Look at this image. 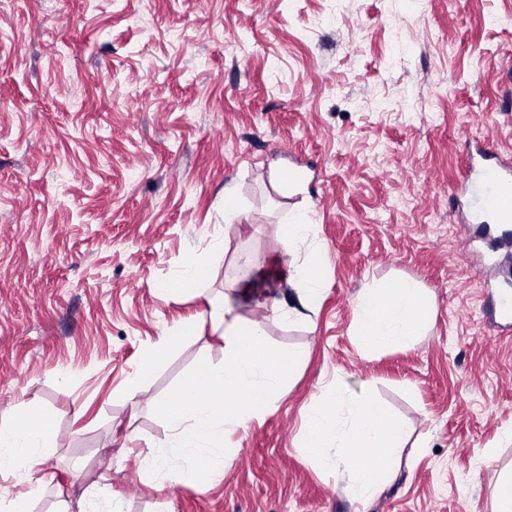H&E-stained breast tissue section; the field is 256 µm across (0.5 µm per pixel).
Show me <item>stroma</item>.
I'll list each match as a JSON object with an SVG mask.
<instances>
[{
	"label": "stroma",
	"instance_id": "35a3bbf8",
	"mask_svg": "<svg viewBox=\"0 0 512 512\" xmlns=\"http://www.w3.org/2000/svg\"><path fill=\"white\" fill-rule=\"evenodd\" d=\"M0 31V418L24 401L52 423L53 492L34 512L76 505L107 463L129 512H356L300 448L301 411L333 380L408 427L366 512H491L512 469V335L484 296L512 251L471 242L454 197L469 140L512 151V0H0ZM295 210L317 225L325 285L289 327L272 313L295 263L276 226ZM217 224L203 287L302 362L229 437L223 474L159 489L140 461L160 412L224 358L204 298L169 276ZM243 250L262 261L225 290ZM394 275L428 289L431 327L363 355L353 297ZM177 341L178 336L166 339L164 342L156 345L153 349L149 350L145 354L141 364L140 379H145L147 376H149L154 367L167 357Z\"/></svg>",
	"mask_w": 512,
	"mask_h": 512
}]
</instances>
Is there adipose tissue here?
<instances>
[{"label": "adipose tissue", "mask_w": 512, "mask_h": 512, "mask_svg": "<svg viewBox=\"0 0 512 512\" xmlns=\"http://www.w3.org/2000/svg\"><path fill=\"white\" fill-rule=\"evenodd\" d=\"M276 231L288 252L303 257L296 267L293 294L273 309L289 326L307 320L322 294V248L307 212H292ZM223 251L217 234L206 247L190 244L188 258L170 276L171 285L195 286L204 278L203 260L215 259ZM432 313V299L416 281L372 276L353 300L349 333L365 355L404 349L425 335ZM212 320L224 337V359L184 379L181 398L161 412L165 439L149 443L142 461L148 478L161 489L172 484L195 489L205 474L222 472L225 436L261 423L298 366L292 352L270 349L258 326L227 318L217 309ZM301 435L318 468L364 505L393 477L407 425L371 396L355 394L333 381L322 388L316 405L303 413ZM53 437L48 417L31 406L0 424V473L13 481L12 487H0V512H31L33 500L49 490L45 466Z\"/></svg>", "instance_id": "ef3b65f1"}]
</instances>
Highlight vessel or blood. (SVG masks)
Listing matches in <instances>:
<instances>
[{"label": "vessel or blood", "instance_id": "b4317fda", "mask_svg": "<svg viewBox=\"0 0 512 512\" xmlns=\"http://www.w3.org/2000/svg\"><path fill=\"white\" fill-rule=\"evenodd\" d=\"M462 194L472 220L493 226L499 239L512 241V161H503L494 142L485 141L468 159ZM487 305L504 323H512L511 286L500 287Z\"/></svg>", "mask_w": 512, "mask_h": 512}]
</instances>
